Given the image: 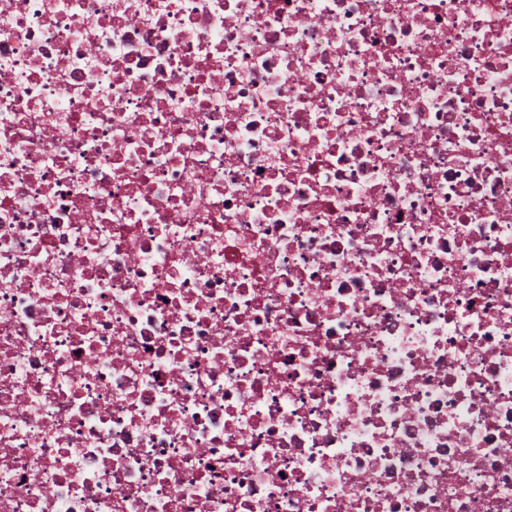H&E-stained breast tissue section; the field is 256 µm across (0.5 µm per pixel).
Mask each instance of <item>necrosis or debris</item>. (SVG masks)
<instances>
[{
  "label": "necrosis or debris",
  "mask_w": 512,
  "mask_h": 512,
  "mask_svg": "<svg viewBox=\"0 0 512 512\" xmlns=\"http://www.w3.org/2000/svg\"><path fill=\"white\" fill-rule=\"evenodd\" d=\"M0 512H512V0H0Z\"/></svg>",
  "instance_id": "1"
}]
</instances>
